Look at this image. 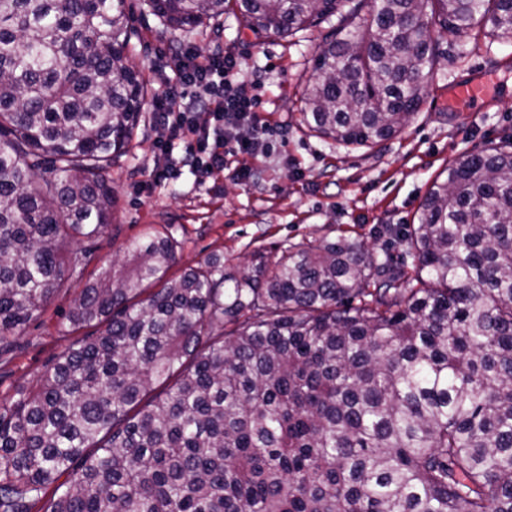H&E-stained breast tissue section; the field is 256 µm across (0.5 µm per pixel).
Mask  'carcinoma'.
I'll use <instances>...</instances> for the list:
<instances>
[{
    "instance_id": "carcinoma-1",
    "label": "carcinoma",
    "mask_w": 512,
    "mask_h": 512,
    "mask_svg": "<svg viewBox=\"0 0 512 512\" xmlns=\"http://www.w3.org/2000/svg\"><path fill=\"white\" fill-rule=\"evenodd\" d=\"M168 25L227 0H145ZM254 32L329 31L304 91L344 147L400 133L430 27L512 40V0H236ZM126 0H0V367L112 224L145 89ZM177 277L154 230L86 283L69 344L0 404V512H512V139L448 165L418 223ZM86 330L81 336L80 330Z\"/></svg>"
}]
</instances>
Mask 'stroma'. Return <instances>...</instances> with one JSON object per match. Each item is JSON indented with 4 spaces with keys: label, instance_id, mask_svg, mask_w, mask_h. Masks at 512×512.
<instances>
[{
    "label": "stroma",
    "instance_id": "obj_1",
    "mask_svg": "<svg viewBox=\"0 0 512 512\" xmlns=\"http://www.w3.org/2000/svg\"><path fill=\"white\" fill-rule=\"evenodd\" d=\"M126 4L132 12L128 60L148 96L170 86L172 48L204 54L223 48L241 60L246 79L256 84L259 118L273 128V145L257 156H225L223 170L205 183L186 172L142 190L139 182L161 160L153 116L142 111L127 151L114 156L108 169L115 196L112 222L92 243L93 260L74 276L70 290L53 296L24 327L22 349L0 378V402L36 388L69 342L61 322L79 289L121 263L125 246L150 228L170 230L179 241L181 269L217 253L225 266L240 271L255 252L269 254L343 233L364 239L376 252L383 244L377 227L415 223L422 199L446 166L475 146L512 136V42L482 38L461 55L447 34L435 33L442 59L425 81L421 111L397 137L370 148H346L310 131L301 111L320 31L256 34L243 26L232 5L218 19L173 30L161 25L142 0ZM483 74L491 79L492 99L477 109L449 110L453 85Z\"/></svg>",
    "mask_w": 512,
    "mask_h": 512
}]
</instances>
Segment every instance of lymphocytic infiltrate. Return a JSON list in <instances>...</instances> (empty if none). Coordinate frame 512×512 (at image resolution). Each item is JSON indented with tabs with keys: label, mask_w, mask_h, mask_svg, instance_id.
Listing matches in <instances>:
<instances>
[{
	"label": "lymphocytic infiltrate",
	"mask_w": 512,
	"mask_h": 512,
	"mask_svg": "<svg viewBox=\"0 0 512 512\" xmlns=\"http://www.w3.org/2000/svg\"><path fill=\"white\" fill-rule=\"evenodd\" d=\"M171 59L180 86L152 100L163 153L162 164L151 172L153 182L185 171L203 181L223 170L226 154L265 151L272 130L258 120L260 97L232 53L176 49Z\"/></svg>",
	"instance_id": "1"
}]
</instances>
